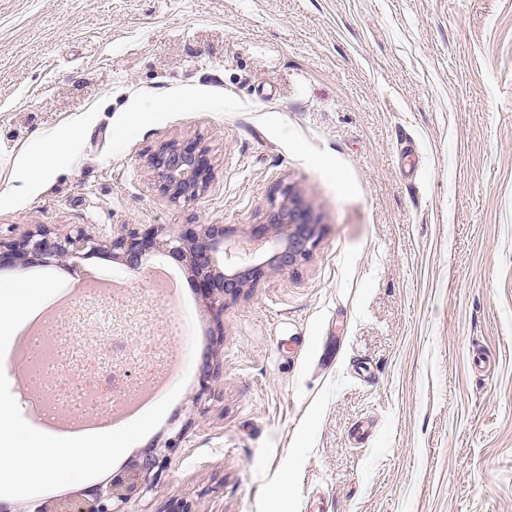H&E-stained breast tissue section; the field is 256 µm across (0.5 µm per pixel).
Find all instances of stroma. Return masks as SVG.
<instances>
[{"instance_id":"1","label":"stroma","mask_w":512,"mask_h":512,"mask_svg":"<svg viewBox=\"0 0 512 512\" xmlns=\"http://www.w3.org/2000/svg\"><path fill=\"white\" fill-rule=\"evenodd\" d=\"M51 135L70 155L10 198ZM188 139L213 179L173 203L148 158ZM284 184L319 243L223 318L160 252L65 272L61 301L111 281L119 330L177 359L115 467L184 436L127 512H512V0H0V239L203 222L245 244Z\"/></svg>"}]
</instances>
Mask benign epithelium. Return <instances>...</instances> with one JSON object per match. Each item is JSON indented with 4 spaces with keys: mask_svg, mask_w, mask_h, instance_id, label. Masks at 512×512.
<instances>
[{
    "mask_svg": "<svg viewBox=\"0 0 512 512\" xmlns=\"http://www.w3.org/2000/svg\"><path fill=\"white\" fill-rule=\"evenodd\" d=\"M149 164L160 192L172 203L188 202L201 195L214 171L208 149L197 140L166 143L151 154ZM317 226L310 208L290 186L267 222L252 231V237L271 244L269 262H249L232 273H215L212 269L215 256L226 251L231 237V229L222 224H124L109 240H100L80 227L60 234L41 224L18 238L0 240V267L39 261L73 268L78 259L109 251L128 269L138 272L143 269L144 257L161 249L191 268L200 298L219 318L224 315L225 300L238 298L245 288L265 278L269 270L286 271L305 263L318 243ZM217 378L216 367L207 364L200 374L193 406L212 394ZM182 434L178 431L92 493L58 502L43 501L33 512H126L130 499L153 490L167 468L169 452L178 446Z\"/></svg>",
    "mask_w": 512,
    "mask_h": 512,
    "instance_id": "7a95c632",
    "label": "benign epithelium"
}]
</instances>
